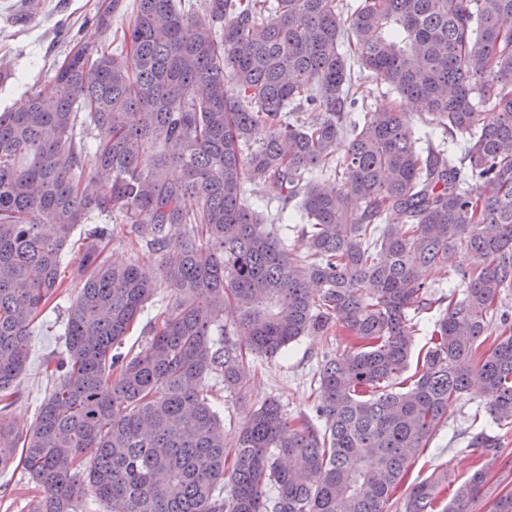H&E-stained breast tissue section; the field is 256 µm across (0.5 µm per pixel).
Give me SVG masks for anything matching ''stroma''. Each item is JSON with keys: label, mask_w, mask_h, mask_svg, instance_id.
Returning <instances> with one entry per match:
<instances>
[{"label": "stroma", "mask_w": 512, "mask_h": 512, "mask_svg": "<svg viewBox=\"0 0 512 512\" xmlns=\"http://www.w3.org/2000/svg\"><path fill=\"white\" fill-rule=\"evenodd\" d=\"M36 2L35 9L30 10L26 0H0V67L9 73L7 81H0V112L18 109L26 103L32 87L53 78L72 39L99 37L91 23L98 0ZM76 295V288H67L32 327L30 360L16 382L22 397L6 412L7 420L17 429H28L53 388L54 378L44 362L65 351L64 322ZM343 350V343L335 336L309 335L292 344L285 355L254 357L249 385L238 394L222 395L218 404L227 441H234L250 410L269 398L277 399L289 417L313 415L312 376L325 355H338ZM481 431L495 437V448L483 452L468 448L469 439ZM472 464L486 467L488 481L470 512H491L498 495L512 492V426L495 424L484 398L474 391L449 402L447 427L415 455L402 485L408 488L444 472L449 486L454 487ZM29 485L22 467L0 471V512H29L32 500L25 492Z\"/></svg>", "instance_id": "obj_1"}]
</instances>
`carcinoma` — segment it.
Instances as JSON below:
<instances>
[{
	"label": "carcinoma",
	"mask_w": 512,
	"mask_h": 512,
	"mask_svg": "<svg viewBox=\"0 0 512 512\" xmlns=\"http://www.w3.org/2000/svg\"><path fill=\"white\" fill-rule=\"evenodd\" d=\"M347 8L133 0L112 35L120 52L78 43L24 108L0 112L1 403L31 325L62 293L73 229L112 219L85 236L51 393L24 433L0 416V470L21 449L31 512H78L90 497L112 512H388L450 400L480 391L494 423L512 424V0ZM126 10L99 0L93 24L105 37ZM352 61L404 107L351 111ZM309 107L323 119L290 120ZM422 110L418 136L407 112ZM436 128L466 135L460 154L433 144ZM286 220L306 252L281 236ZM114 223L157 266L104 256ZM431 266L448 269L450 291L416 356ZM163 293L145 346L124 350ZM495 317L503 334L476 362ZM333 328L349 349L316 372L324 430L291 425L269 399L228 444L210 380L239 393L248 353L272 358ZM414 357L412 383L394 389ZM486 477L473 470L446 501L433 474L397 512H469Z\"/></svg>",
	"instance_id": "obj_1"
}]
</instances>
